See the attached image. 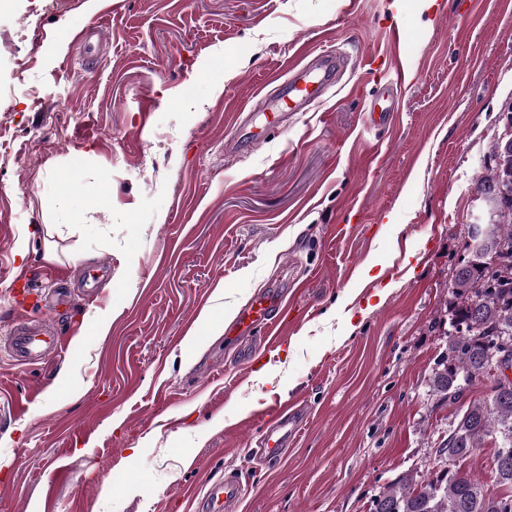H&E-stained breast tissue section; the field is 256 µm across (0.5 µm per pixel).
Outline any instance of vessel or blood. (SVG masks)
I'll return each mask as SVG.
<instances>
[{
	"instance_id": "vessel-or-blood-1",
	"label": "vessel or blood",
	"mask_w": 512,
	"mask_h": 512,
	"mask_svg": "<svg viewBox=\"0 0 512 512\" xmlns=\"http://www.w3.org/2000/svg\"><path fill=\"white\" fill-rule=\"evenodd\" d=\"M342 65L341 58L332 55H316L296 64L285 93L289 109L303 108L311 99L325 94L336 83ZM392 75L393 83H390L373 108L374 122L378 125L386 124L393 110L394 92L405 82L403 69L393 68ZM285 305L284 299L273 298L267 293L256 295L239 312L232 325L236 339H250L262 327L267 331L268 345H275L280 328L276 316ZM0 348L7 352L16 365L32 366L60 354L63 343L48 321H21L8 336L0 339ZM306 420L307 413L300 403L290 404L281 410L274 423L265 425L259 446L254 451L255 458L271 466L281 463L288 453L289 443ZM243 492L241 476L233 472L225 473L222 478L207 485L203 496L193 499V512H236Z\"/></svg>"
}]
</instances>
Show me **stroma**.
Returning a JSON list of instances; mask_svg holds the SVG:
<instances>
[{
	"mask_svg": "<svg viewBox=\"0 0 512 512\" xmlns=\"http://www.w3.org/2000/svg\"><path fill=\"white\" fill-rule=\"evenodd\" d=\"M83 28L94 36L75 44ZM323 50L347 54L342 82L250 143L239 113ZM396 56L408 79L378 127ZM511 113L512 0H12L0 336L21 316L14 272L47 293L40 272L60 267L70 303L49 315L69 330L61 358L20 367L0 354V390L33 399L0 412V512H190L229 468L245 480L239 512H369L386 483L439 466L456 408L430 379L453 266L469 226L494 216L476 184ZM102 258L91 297L82 272ZM372 258L393 288L370 305L358 271ZM266 288L291 298L284 342L252 344L286 383L277 397L226 336ZM350 290L351 318L336 305ZM113 306L109 336H95L88 312ZM276 399L301 401L309 421L268 467L251 453L261 424L243 421ZM189 425L199 435L180 436Z\"/></svg>",
	"mask_w": 512,
	"mask_h": 512,
	"instance_id": "stroma-1",
	"label": "stroma"
}]
</instances>
